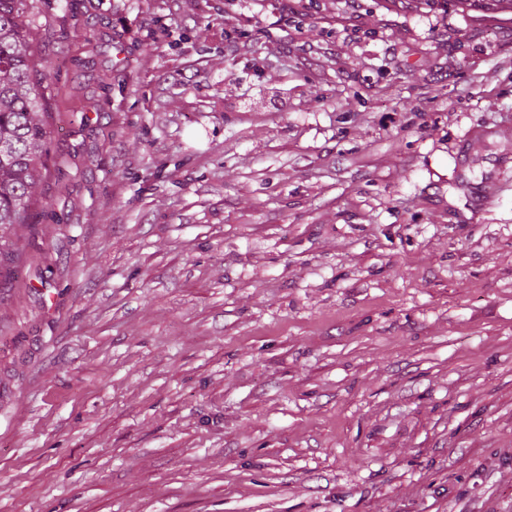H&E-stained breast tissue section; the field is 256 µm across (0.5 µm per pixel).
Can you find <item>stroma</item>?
<instances>
[{
    "instance_id": "1",
    "label": "stroma",
    "mask_w": 512,
    "mask_h": 512,
    "mask_svg": "<svg viewBox=\"0 0 512 512\" xmlns=\"http://www.w3.org/2000/svg\"><path fill=\"white\" fill-rule=\"evenodd\" d=\"M32 20L48 154L0 268V512H512V20Z\"/></svg>"
}]
</instances>
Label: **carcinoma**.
I'll list each match as a JSON object with an SVG mask.
<instances>
[{"instance_id":"carcinoma-1","label":"carcinoma","mask_w":512,"mask_h":512,"mask_svg":"<svg viewBox=\"0 0 512 512\" xmlns=\"http://www.w3.org/2000/svg\"><path fill=\"white\" fill-rule=\"evenodd\" d=\"M462 13L512 14V0H423ZM30 0H0V238L27 223L42 177L46 122L40 61L32 50Z\"/></svg>"}]
</instances>
